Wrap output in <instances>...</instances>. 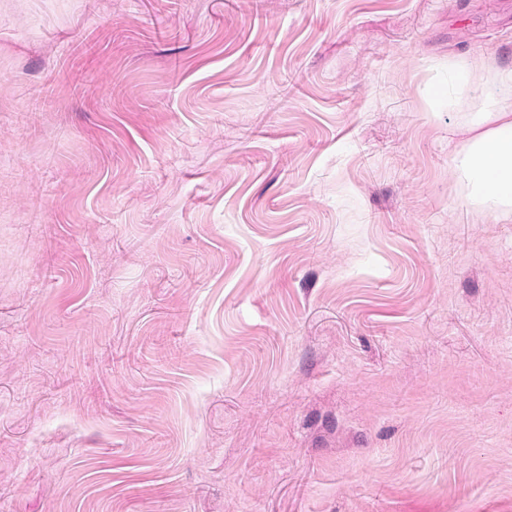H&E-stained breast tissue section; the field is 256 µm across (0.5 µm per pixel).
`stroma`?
<instances>
[{
    "mask_svg": "<svg viewBox=\"0 0 512 512\" xmlns=\"http://www.w3.org/2000/svg\"><path fill=\"white\" fill-rule=\"evenodd\" d=\"M504 67L512 0H0V512H512ZM479 63L466 59L448 61V104L453 106L465 96L471 79L480 76ZM462 129L469 136L454 142L449 159L469 200L496 217L512 215V104L490 98L465 113Z\"/></svg>",
    "mask_w": 512,
    "mask_h": 512,
    "instance_id": "stroma-1",
    "label": "stroma"
}]
</instances>
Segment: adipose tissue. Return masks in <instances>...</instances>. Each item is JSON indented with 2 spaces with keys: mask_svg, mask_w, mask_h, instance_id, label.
I'll return each mask as SVG.
<instances>
[{
  "mask_svg": "<svg viewBox=\"0 0 512 512\" xmlns=\"http://www.w3.org/2000/svg\"><path fill=\"white\" fill-rule=\"evenodd\" d=\"M464 139L449 159L462 176L467 196L494 216L512 215V104L496 98L465 115Z\"/></svg>",
  "mask_w": 512,
  "mask_h": 512,
  "instance_id": "ef3b65f1",
  "label": "adipose tissue"
}]
</instances>
